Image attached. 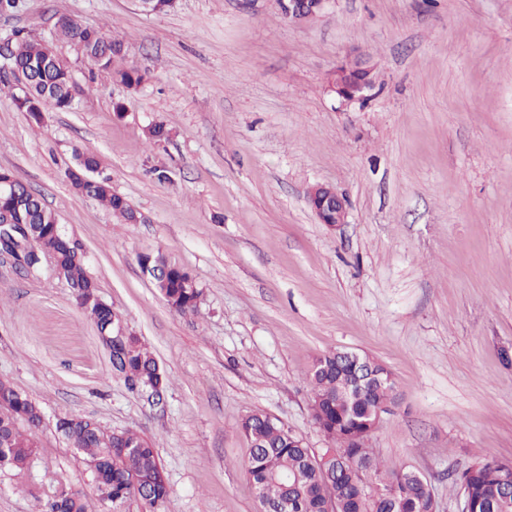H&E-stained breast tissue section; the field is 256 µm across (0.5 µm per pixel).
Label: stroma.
Instances as JSON below:
<instances>
[{
	"instance_id": "1",
	"label": "stroma",
	"mask_w": 512,
	"mask_h": 512,
	"mask_svg": "<svg viewBox=\"0 0 512 512\" xmlns=\"http://www.w3.org/2000/svg\"><path fill=\"white\" fill-rule=\"evenodd\" d=\"M23 29L70 68L74 101L41 120L0 96V170L39 193L82 246L101 299L165 369L161 396L113 376L92 320L50 264L0 261V379L43 413L23 473L0 471V512H38L66 491L98 500L65 415L151 439L170 483L163 512H257L239 431L261 412L306 447L308 371L336 349L396 381L369 438L423 472L437 512H462L455 478L485 456L512 460V0H332L297 24L280 0H18ZM67 15L147 69L130 89L58 40ZM350 55L374 67L367 99L328 80ZM170 139L151 145L149 125ZM142 219L119 223L71 187L75 150ZM325 185L346 224L306 201ZM163 252L204 290L197 312L164 301L138 257ZM309 202L322 224L336 226L347 221L346 200L330 188L318 186L308 194Z\"/></svg>"
}]
</instances>
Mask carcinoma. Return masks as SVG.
<instances>
[{"label": "carcinoma", "mask_w": 512, "mask_h": 512, "mask_svg": "<svg viewBox=\"0 0 512 512\" xmlns=\"http://www.w3.org/2000/svg\"><path fill=\"white\" fill-rule=\"evenodd\" d=\"M12 36L13 72L0 76V89H8L15 104L25 95L44 112L68 110L73 95L66 64L31 34L17 30ZM56 36L83 45L82 55L91 65L113 71L128 87L136 88L145 79L146 72L136 66L114 67L124 46L96 28L66 22L56 27ZM75 160L79 171L99 166L89 152L75 151ZM85 195L126 224L139 219L129 201L104 178L85 186ZM0 221L38 225L32 248L52 253L77 307L96 327L103 326L112 307L99 296L78 244L24 182H18L13 194L0 197ZM139 264L159 269L156 288L170 308L180 314L197 311L204 292L184 267L161 252L139 256ZM112 370L126 382L149 380L163 389L168 386V376L153 353L131 333L113 346ZM354 380L351 366L336 358L334 351L318 357L309 375L313 419L334 445L324 453L331 451L339 455L337 459L323 461V453L306 447L285 424L266 414L241 420L239 430L250 444L244 474L252 488L265 490L259 506L266 512H280L285 498L288 512H436L425 474L407 465L388 467L365 446L363 434L377 427L376 410L392 400L393 376L382 374L380 383L361 394L353 392ZM40 424L41 414L32 399L0 380V470L25 471L36 454ZM59 429L69 444L86 454L100 501L110 499L119 506L146 499L151 512H161L170 488L158 453L146 437L133 430L114 433L100 426L92 430L75 416L64 417ZM122 448L131 449L130 456H122ZM459 484L472 512H512V461L481 458L462 471ZM40 512L88 510L79 498L67 495L48 501Z\"/></svg>", "instance_id": "cac0c4a2"}]
</instances>
